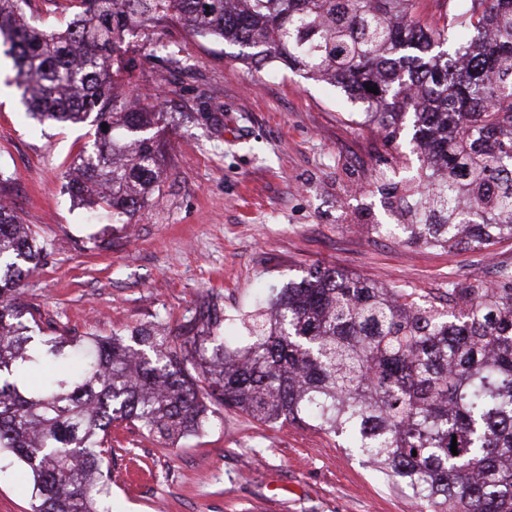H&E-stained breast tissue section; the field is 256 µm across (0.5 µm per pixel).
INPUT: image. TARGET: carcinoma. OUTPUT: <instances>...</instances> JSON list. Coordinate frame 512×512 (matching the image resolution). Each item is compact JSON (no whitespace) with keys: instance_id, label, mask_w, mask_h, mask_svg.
Here are the masks:
<instances>
[{"instance_id":"1","label":"carcinoma","mask_w":512,"mask_h":512,"mask_svg":"<svg viewBox=\"0 0 512 512\" xmlns=\"http://www.w3.org/2000/svg\"><path fill=\"white\" fill-rule=\"evenodd\" d=\"M77 2L46 31L27 20V0H0V38L33 118L93 119L73 166L83 180L69 187L112 223L142 215L164 176L154 129L168 118L165 92L141 94L114 47L132 25L172 21L239 47L248 65L343 89L389 137L412 120L424 166L387 201L408 242L482 250L512 238V0H458L430 23L419 0ZM10 182L0 168V453L31 475L33 512H112V423L176 441L203 433L218 406L340 438L423 512H512V268L450 279L426 300L317 266L251 316L235 351L215 335L218 318L204 336L185 326L190 370L151 328L34 336L19 287L45 248L6 204ZM35 366L45 375L33 385Z\"/></svg>"}]
</instances>
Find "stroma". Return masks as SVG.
I'll use <instances>...</instances> for the list:
<instances>
[{
  "mask_svg": "<svg viewBox=\"0 0 512 512\" xmlns=\"http://www.w3.org/2000/svg\"><path fill=\"white\" fill-rule=\"evenodd\" d=\"M139 90L166 89L176 117L162 136L166 173L137 223L89 222L66 190L94 132L87 123H38L26 114L13 61L0 43V167L22 223L46 256L23 281V300L47 332L128 335L219 314L227 347L269 288L311 267H336L424 296L449 278L512 267V239L445 251L373 232L395 218L374 185L398 181L417 155L385 143L362 103L273 66L256 70L233 46L161 24L133 28L120 47ZM109 249L96 248L99 239ZM112 512H420L393 485L310 427L219 410L211 428L176 447L138 426H112ZM17 465L0 462V512H31Z\"/></svg>",
  "mask_w": 512,
  "mask_h": 512,
  "instance_id": "stroma-1",
  "label": "stroma"
}]
</instances>
